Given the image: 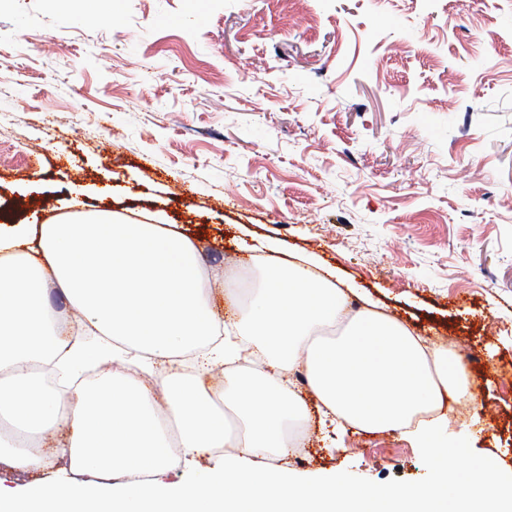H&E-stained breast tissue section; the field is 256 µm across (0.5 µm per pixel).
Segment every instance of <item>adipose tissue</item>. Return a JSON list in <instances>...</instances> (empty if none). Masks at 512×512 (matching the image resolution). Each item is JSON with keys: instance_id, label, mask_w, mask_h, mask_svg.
Segmentation results:
<instances>
[{"instance_id": "obj_1", "label": "adipose tissue", "mask_w": 512, "mask_h": 512, "mask_svg": "<svg viewBox=\"0 0 512 512\" xmlns=\"http://www.w3.org/2000/svg\"><path fill=\"white\" fill-rule=\"evenodd\" d=\"M333 271L308 259L266 256L262 280L218 319L195 244L161 224H127L111 213L79 212L52 224L0 231V464L23 473L46 467L43 435L65 432L53 455L70 479L22 490L0 488V512H512V480L465 459L439 437L448 396L469 392L460 357L400 319L337 287ZM58 291L80 317L70 335L50 304ZM248 354L259 373L225 375L202 388L215 366ZM117 358H145L160 370L152 393L138 371L109 370ZM53 366L61 402L43 369ZM307 392L290 388L294 371ZM359 432H397L429 443L439 463L417 486L289 479L256 457L288 454L289 423L310 418ZM212 457L200 479L166 484L161 474ZM462 457V456H461Z\"/></svg>"}]
</instances>
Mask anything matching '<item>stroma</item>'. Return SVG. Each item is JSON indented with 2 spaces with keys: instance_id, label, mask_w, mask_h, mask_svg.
Wrapping results in <instances>:
<instances>
[{
  "instance_id": "35a3bbf8",
  "label": "stroma",
  "mask_w": 512,
  "mask_h": 512,
  "mask_svg": "<svg viewBox=\"0 0 512 512\" xmlns=\"http://www.w3.org/2000/svg\"><path fill=\"white\" fill-rule=\"evenodd\" d=\"M0 6V225L88 212L199 248L211 307L261 245L314 256L436 344L446 441L512 474V0ZM489 413H481V406ZM303 481L414 485L400 434L304 426Z\"/></svg>"
}]
</instances>
